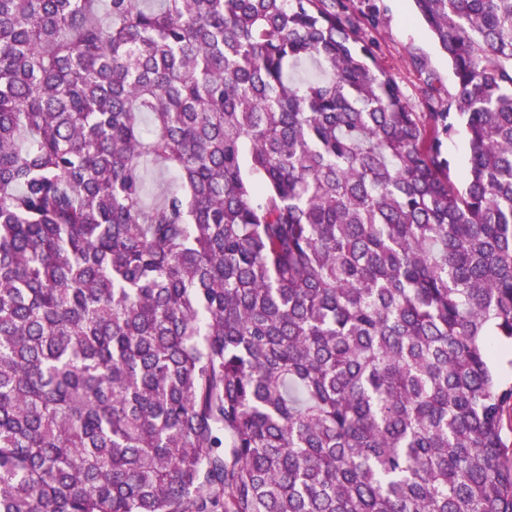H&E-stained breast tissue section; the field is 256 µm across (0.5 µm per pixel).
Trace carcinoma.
Here are the masks:
<instances>
[{"label": "carcinoma", "instance_id": "cac0c4a2", "mask_svg": "<svg viewBox=\"0 0 512 512\" xmlns=\"http://www.w3.org/2000/svg\"><path fill=\"white\" fill-rule=\"evenodd\" d=\"M412 2L424 112L374 6L0 0V512H512V0ZM380 23L370 37L376 43L379 64L402 85L415 112H423L422 88L432 77L442 92H451L454 75L448 59L417 19L410 0H374ZM441 153L450 161L451 178L461 182L467 168V146L463 133L443 139Z\"/></svg>", "mask_w": 512, "mask_h": 512}]
</instances>
